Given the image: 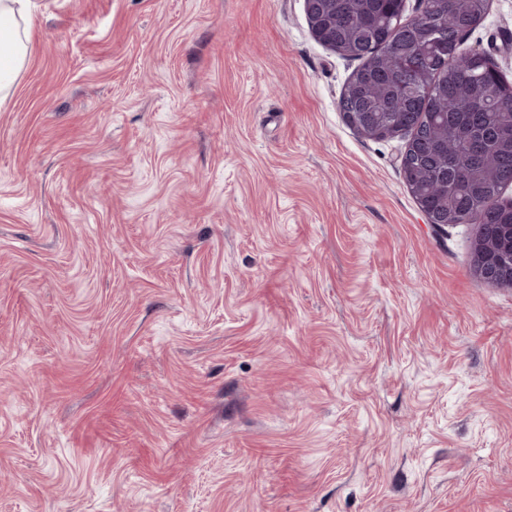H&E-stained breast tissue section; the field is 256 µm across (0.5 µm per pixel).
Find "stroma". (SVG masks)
<instances>
[{"label":"stroma","instance_id":"obj_1","mask_svg":"<svg viewBox=\"0 0 512 512\" xmlns=\"http://www.w3.org/2000/svg\"><path fill=\"white\" fill-rule=\"evenodd\" d=\"M460 50L512 81V0ZM303 0H33L0 104V512H512V288L427 223Z\"/></svg>","mask_w":512,"mask_h":512}]
</instances>
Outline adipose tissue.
<instances>
[{"instance_id": "1", "label": "adipose tissue", "mask_w": 512, "mask_h": 512, "mask_svg": "<svg viewBox=\"0 0 512 512\" xmlns=\"http://www.w3.org/2000/svg\"><path fill=\"white\" fill-rule=\"evenodd\" d=\"M31 22V0H0V99L27 61Z\"/></svg>"}]
</instances>
